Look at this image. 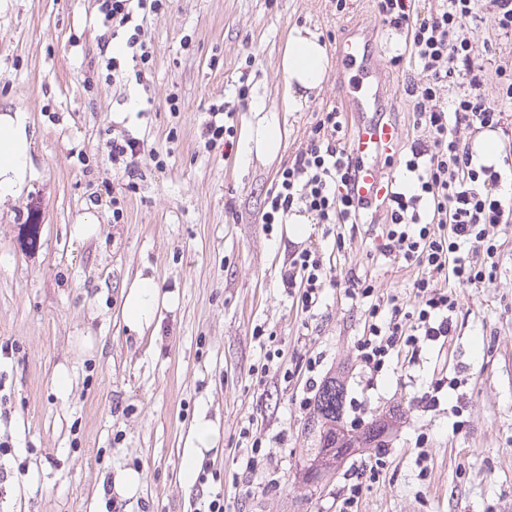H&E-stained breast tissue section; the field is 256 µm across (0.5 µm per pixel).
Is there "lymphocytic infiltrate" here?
<instances>
[{
	"label": "lymphocytic infiltrate",
	"mask_w": 512,
	"mask_h": 512,
	"mask_svg": "<svg viewBox=\"0 0 512 512\" xmlns=\"http://www.w3.org/2000/svg\"><path fill=\"white\" fill-rule=\"evenodd\" d=\"M167 0H103L104 25L125 31L132 61L149 67L152 52L141 38L136 11L158 13ZM382 26L405 34L419 81L406 91L413 100L414 123L425 139L414 141L402 166L407 186H392L386 200V230L377 246L386 257L427 267L416 280L417 309L404 311L397 297L377 300L371 324L359 340V358L371 374L382 372L398 344L419 350L451 331L449 314L455 292L437 287L434 276L446 273L462 284L481 286L492 280L498 247L490 227L512 222V207L499 198L501 174L494 163L475 157L469 143L448 128L456 121L474 131L503 128L500 103L483 94L481 52L463 33L478 21L474 0H441L433 10L414 13L412 0H376ZM466 88L451 107L440 101L443 88L455 80ZM347 120L331 109L321 114L294 157L277 172L262 221L279 224L292 212L310 214L320 224H358L370 204L352 194L349 185L360 164L349 150ZM329 274L319 253L304 248L293 254L282 279L298 288L305 308L316 307Z\"/></svg>",
	"instance_id": "obj_1"
}]
</instances>
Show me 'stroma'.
Segmentation results:
<instances>
[{"instance_id":"1","label":"stroma","mask_w":512,"mask_h":512,"mask_svg":"<svg viewBox=\"0 0 512 512\" xmlns=\"http://www.w3.org/2000/svg\"><path fill=\"white\" fill-rule=\"evenodd\" d=\"M475 10L483 21L465 35L489 48L483 89L495 101L512 38L494 30L490 0ZM295 28L333 60L319 94L288 112L281 58ZM352 33L368 45L386 117L409 147L425 136L405 92L418 71L390 65L404 38L381 27L374 0H347L341 13L334 0H170L143 22L149 71L122 89L105 82L111 33L100 0H0V113L26 114L37 171L0 205V512H195L217 490L224 512H338L351 484L357 512H512V223L494 230L493 280L457 285L450 336L417 357L400 353L373 380L357 356L373 300L412 299L425 274L379 256L384 210L339 230L311 225L301 239L261 221L277 170L320 112L345 106L352 74L335 54ZM224 102L236 108L229 152L199 138L209 107ZM263 114L285 131L273 157L245 148ZM124 135L144 142L132 179L106 148ZM110 188L124 199L118 224ZM90 209L99 235L72 238ZM305 247L336 268L308 312L281 283ZM351 269L373 297L348 298ZM140 274L171 303L139 335L121 305ZM61 372L72 384L65 396L52 384ZM332 375L346 387L345 424L390 418V445L356 450L312 489L296 465L313 444L305 425L316 384ZM201 420L217 434L202 459L220 479L187 486V438ZM251 424L263 438L254 471L240 445ZM124 469L142 476L135 496L110 488Z\"/></svg>"}]
</instances>
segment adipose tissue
Returning a JSON list of instances; mask_svg holds the SVG:
<instances>
[{
    "label": "adipose tissue",
    "mask_w": 512,
    "mask_h": 512,
    "mask_svg": "<svg viewBox=\"0 0 512 512\" xmlns=\"http://www.w3.org/2000/svg\"><path fill=\"white\" fill-rule=\"evenodd\" d=\"M281 67L287 89L284 107L295 112L306 104L308 92L321 89L328 76L330 58L316 35L297 29L288 36ZM30 149L24 114H0V202L18 195L35 178ZM163 300L153 277L133 280L123 292L122 315L128 328L139 333L149 327Z\"/></svg>",
    "instance_id": "obj_1"
}]
</instances>
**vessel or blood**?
Masks as SVG:
<instances>
[{"instance_id": "b4317fda", "label": "vessel or blood", "mask_w": 512, "mask_h": 512, "mask_svg": "<svg viewBox=\"0 0 512 512\" xmlns=\"http://www.w3.org/2000/svg\"><path fill=\"white\" fill-rule=\"evenodd\" d=\"M337 55L343 67L355 73L348 96L349 107L351 111L365 116L359 125V135L350 143L351 152L365 161L364 166L355 173L352 189L361 198L380 202L387 188L372 161L397 151L399 130L381 116L384 98L380 91L374 89L372 73L362 63L364 48L358 42L346 39L339 43Z\"/></svg>"}]
</instances>
